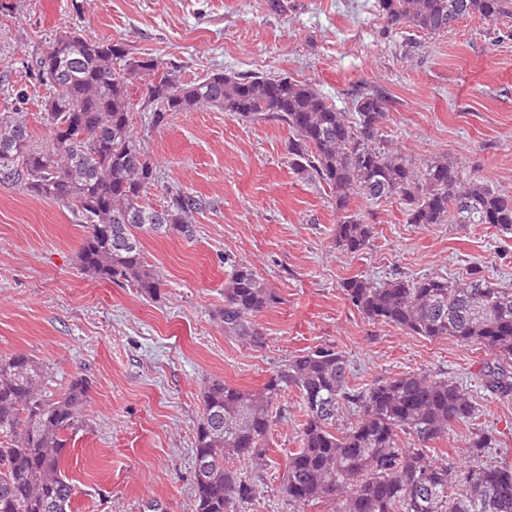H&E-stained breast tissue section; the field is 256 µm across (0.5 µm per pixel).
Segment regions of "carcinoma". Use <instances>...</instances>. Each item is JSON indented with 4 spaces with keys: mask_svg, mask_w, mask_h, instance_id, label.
I'll list each match as a JSON object with an SVG mask.
<instances>
[{
    "mask_svg": "<svg viewBox=\"0 0 512 512\" xmlns=\"http://www.w3.org/2000/svg\"><path fill=\"white\" fill-rule=\"evenodd\" d=\"M392 28L435 36L476 15L486 21L512 16V0H378ZM38 81L49 85L42 120L49 141H33L25 112H0V182L52 200L81 218L78 249L83 274L127 282L155 297L163 275L146 261L141 236L193 235L194 217L207 202L182 189L157 210L146 202L157 167L135 135L128 86L144 82L143 106L151 123L175 112L219 109L245 121L271 119L288 130L295 170L324 182L334 198L337 248L356 253L374 227L350 209L351 197L395 199L410 224H491L512 231V196L485 180H462L445 158L418 163L379 146L390 100L378 89L356 92L352 117L339 111L310 82L288 76L213 73L183 82L176 67L131 57L119 44L79 31L57 35L37 61ZM347 301L372 321L428 339L448 337L463 346L482 344L512 360V286L476 270L461 280L441 276L393 277L374 282L355 276L343 283ZM277 297L247 264H233L220 311L224 335L262 343L252 318ZM45 367L31 356L0 358V512H70L74 486L64 470L70 437L82 423L89 381L77 376L54 397L43 393ZM486 391L512 400V370L489 366ZM296 389L305 412L300 447L288 458L282 493L296 512L330 501L333 512H512V467L481 458L493 439L468 442L463 466L440 463L430 442L469 422L473 400L463 384L421 371L349 386L345 357L319 348L298 355L258 391L213 380L202 393L203 413L194 458L207 463L194 479L195 512H242L259 494L257 480L229 465L267 466L273 407ZM358 412L351 426H336L344 406ZM414 434L419 447L401 443Z\"/></svg>",
    "mask_w": 512,
    "mask_h": 512,
    "instance_id": "obj_1",
    "label": "carcinoma"
}]
</instances>
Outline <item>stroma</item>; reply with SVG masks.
Segmentation results:
<instances>
[{
    "label": "stroma",
    "mask_w": 512,
    "mask_h": 512,
    "mask_svg": "<svg viewBox=\"0 0 512 512\" xmlns=\"http://www.w3.org/2000/svg\"><path fill=\"white\" fill-rule=\"evenodd\" d=\"M0 13V112L22 108L37 142L50 95L29 71L66 30L124 44L136 57L173 63L181 80L224 72L289 76L315 84L352 112L362 88L390 95L384 133L416 161L445 157L466 179L512 195V18H465L427 36L388 29L377 0H6ZM132 124L159 174L152 206L183 189L207 203L192 239L143 236L147 262L164 276L157 297L82 274L81 222L61 204L0 183V357L17 352L45 366L47 394L77 375L91 385L83 425L65 453L75 486L71 512H194V429L212 380L250 391L295 355L326 347L365 388L407 372L459 380L475 415L440 440L451 462L466 459L478 432L496 445L483 461L512 464V401L483 388L495 351L427 339L365 318L345 299L353 276H443L482 269L512 284V233L488 224H411L401 204L352 198L373 224L367 247L335 243L336 210L323 184L292 166L288 131L219 110L173 114L155 128L130 84ZM250 265L278 296L255 322L256 346L225 335L219 320L231 262ZM297 391L273 412L261 493L244 512H288L281 493L302 421Z\"/></svg>",
    "instance_id": "1"
}]
</instances>
